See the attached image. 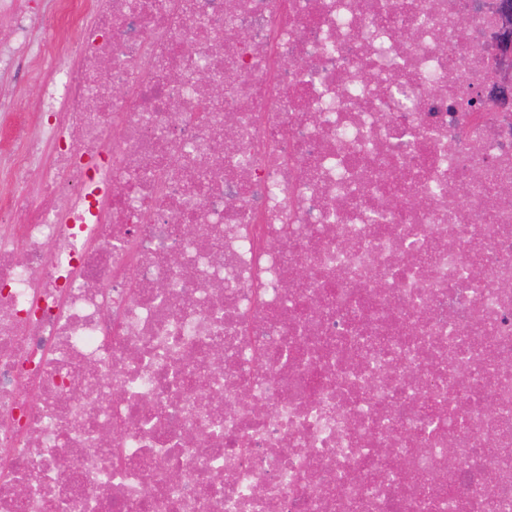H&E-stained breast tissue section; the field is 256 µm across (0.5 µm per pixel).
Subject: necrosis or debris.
<instances>
[{
  "instance_id": "necrosis-or-debris-1",
  "label": "necrosis or debris",
  "mask_w": 512,
  "mask_h": 512,
  "mask_svg": "<svg viewBox=\"0 0 512 512\" xmlns=\"http://www.w3.org/2000/svg\"><path fill=\"white\" fill-rule=\"evenodd\" d=\"M499 4L0 0V512H512ZM0 86L4 92L17 93L33 106H37L42 96L41 66L38 63H31L26 80L20 84H15L6 77H0Z\"/></svg>"
}]
</instances>
